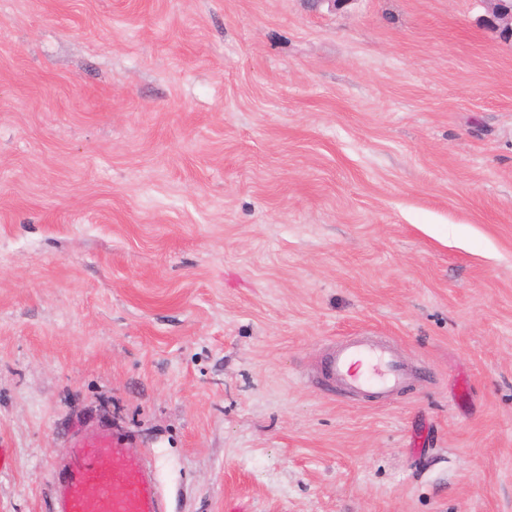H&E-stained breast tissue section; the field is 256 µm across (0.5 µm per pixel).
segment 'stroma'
<instances>
[{"instance_id":"obj_1","label":"stroma","mask_w":512,"mask_h":512,"mask_svg":"<svg viewBox=\"0 0 512 512\" xmlns=\"http://www.w3.org/2000/svg\"><path fill=\"white\" fill-rule=\"evenodd\" d=\"M485 0H0V512L107 423L167 512H512V40ZM349 336L421 372L320 373ZM362 365H366V373L358 371ZM323 369L327 379L354 394L375 390L390 395L406 387L411 376L392 346L371 336L348 338L334 346Z\"/></svg>"}]
</instances>
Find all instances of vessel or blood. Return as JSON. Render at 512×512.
Segmentation results:
<instances>
[{
	"label": "vessel or blood",
	"instance_id": "vessel-or-blood-1",
	"mask_svg": "<svg viewBox=\"0 0 512 512\" xmlns=\"http://www.w3.org/2000/svg\"><path fill=\"white\" fill-rule=\"evenodd\" d=\"M327 379L345 391L390 395L407 386L410 373L392 346L357 336L332 348ZM128 437L103 428L76 438L63 465L54 467L55 512H161L159 483L145 456L130 453Z\"/></svg>",
	"mask_w": 512,
	"mask_h": 512
}]
</instances>
